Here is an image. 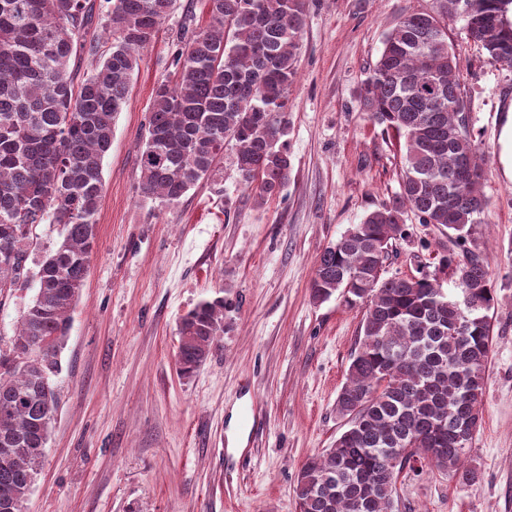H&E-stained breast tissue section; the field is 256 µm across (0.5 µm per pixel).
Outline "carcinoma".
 Returning a JSON list of instances; mask_svg holds the SVG:
<instances>
[{"instance_id": "1", "label": "carcinoma", "mask_w": 512, "mask_h": 512, "mask_svg": "<svg viewBox=\"0 0 512 512\" xmlns=\"http://www.w3.org/2000/svg\"><path fill=\"white\" fill-rule=\"evenodd\" d=\"M403 15L358 98L371 121L402 140L399 191L320 253L317 303L338 294L365 305L357 347L336 398L344 431L306 460L295 512H395L402 473L464 467L483 423L495 306L486 257L475 247L430 272L383 276L406 219L435 224L464 244L484 222L485 158L472 137L445 20L465 21L489 62L512 68V0H435ZM174 0H0V300L37 281L15 340L0 348V512L31 493L59 395L52 377L85 285L103 194L102 162L114 120L148 45ZM208 20L178 38L173 70L154 90L139 149L141 191L175 204L236 149L244 185L263 200L288 182V95L306 25V0H207ZM96 58L82 78L71 62ZM41 224L59 240L35 267ZM449 276L461 298L440 284ZM224 335V298L199 302L179 322L176 364L194 374Z\"/></svg>"}]
</instances>
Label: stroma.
<instances>
[{
	"label": "stroma",
	"instance_id": "obj_1",
	"mask_svg": "<svg viewBox=\"0 0 512 512\" xmlns=\"http://www.w3.org/2000/svg\"><path fill=\"white\" fill-rule=\"evenodd\" d=\"M434 0H308L288 102L291 173L267 201L245 188L235 148L178 203L142 197L137 155L154 90L172 70L182 22L206 0H175L141 51L103 160L96 242L54 379L61 408L24 512H294L299 472L344 429L336 397L362 308L310 295L322 250L398 190L399 143L357 90L386 33ZM469 124L486 158V221L469 246L495 288L484 420L465 461L475 485L438 472L400 477L396 512H512V178L504 116L512 69L488 63L448 21ZM387 275L415 274L455 250L408 218ZM224 298V334L192 376L176 365L180 318ZM253 400L259 430L238 425Z\"/></svg>",
	"mask_w": 512,
	"mask_h": 512
}]
</instances>
